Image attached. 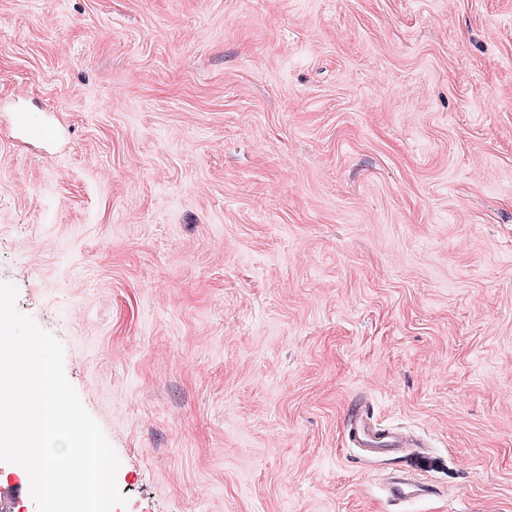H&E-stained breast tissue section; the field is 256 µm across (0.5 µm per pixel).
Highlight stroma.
<instances>
[{
  "mask_svg": "<svg viewBox=\"0 0 512 512\" xmlns=\"http://www.w3.org/2000/svg\"><path fill=\"white\" fill-rule=\"evenodd\" d=\"M0 283L114 512H512V0H0ZM346 427L351 445L359 449L366 463L392 461L408 455L412 448L421 447L403 428L378 427L361 406L350 412ZM437 494L433 486L413 481L401 470H397L396 475L388 480L386 486V498L391 505H400Z\"/></svg>",
  "mask_w": 512,
  "mask_h": 512,
  "instance_id": "35a3bbf8",
  "label": "stroma"
}]
</instances>
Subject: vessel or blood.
Wrapping results in <instances>:
<instances>
[{
  "label": "vessel or blood",
  "mask_w": 512,
  "mask_h": 512,
  "mask_svg": "<svg viewBox=\"0 0 512 512\" xmlns=\"http://www.w3.org/2000/svg\"><path fill=\"white\" fill-rule=\"evenodd\" d=\"M346 427L351 445L359 449L366 463L404 457L416 446L413 436L404 429L378 427L368 411L359 406L350 412ZM435 493L433 486L413 481L402 471L389 479L386 486V498L393 505L428 498Z\"/></svg>",
  "instance_id": "obj_1"
}]
</instances>
